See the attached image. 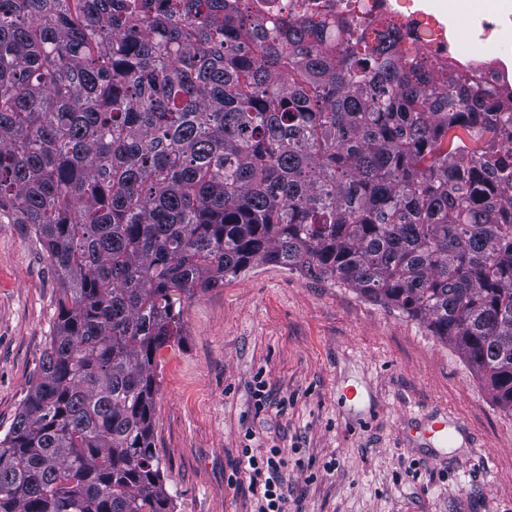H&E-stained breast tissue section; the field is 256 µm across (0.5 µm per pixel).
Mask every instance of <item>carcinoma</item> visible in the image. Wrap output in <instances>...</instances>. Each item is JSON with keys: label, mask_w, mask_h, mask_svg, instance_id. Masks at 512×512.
<instances>
[{"label": "carcinoma", "mask_w": 512, "mask_h": 512, "mask_svg": "<svg viewBox=\"0 0 512 512\" xmlns=\"http://www.w3.org/2000/svg\"><path fill=\"white\" fill-rule=\"evenodd\" d=\"M0 223L57 320L0 512H173L153 444L174 295L261 264L424 321L512 416V93L292 0H0ZM241 8L250 11H261L269 29L288 19V4L290 0H239Z\"/></svg>", "instance_id": "carcinoma-1"}]
</instances>
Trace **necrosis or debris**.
I'll return each instance as SVG.
<instances>
[{"mask_svg": "<svg viewBox=\"0 0 512 512\" xmlns=\"http://www.w3.org/2000/svg\"><path fill=\"white\" fill-rule=\"evenodd\" d=\"M458 0H309L325 17L356 12L395 20L403 35L431 30L425 49L432 58L450 61L457 71L481 78L490 90L512 89V0H493L467 21V35L458 38Z\"/></svg>", "mask_w": 512, "mask_h": 512, "instance_id": "1", "label": "necrosis or debris"}]
</instances>
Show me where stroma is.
I'll use <instances>...</instances> for the list:
<instances>
[{
  "mask_svg": "<svg viewBox=\"0 0 512 512\" xmlns=\"http://www.w3.org/2000/svg\"><path fill=\"white\" fill-rule=\"evenodd\" d=\"M56 297L28 226L0 223V435L49 341ZM181 310L180 344L159 353L154 429L174 512H253L238 469L248 443L282 449L290 512H512V417L424 323L275 264ZM435 409L459 427L458 449L410 437Z\"/></svg>",
  "mask_w": 512,
  "mask_h": 512,
  "instance_id": "obj_1",
  "label": "stroma"
}]
</instances>
